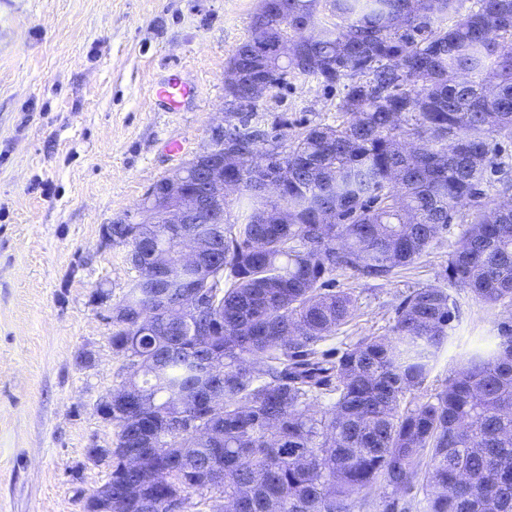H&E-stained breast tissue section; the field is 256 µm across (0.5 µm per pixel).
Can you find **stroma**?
<instances>
[{
  "label": "stroma",
  "instance_id": "35a3bbf8",
  "mask_svg": "<svg viewBox=\"0 0 512 512\" xmlns=\"http://www.w3.org/2000/svg\"><path fill=\"white\" fill-rule=\"evenodd\" d=\"M260 0H0V512H85L105 483L116 427L97 410L122 380L112 309L135 272L104 230L134 214L148 188L237 125L224 70ZM196 86L180 110L154 95L171 75ZM341 88L289 76L252 122L289 135L334 125ZM182 145L179 153L168 143ZM459 208L438 245L387 281L337 273L357 311L333 340L385 335L409 291L442 284L471 219ZM426 382L452 377L456 343L512 322L466 290Z\"/></svg>",
  "mask_w": 512,
  "mask_h": 512
}]
</instances>
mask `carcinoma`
<instances>
[{
  "mask_svg": "<svg viewBox=\"0 0 512 512\" xmlns=\"http://www.w3.org/2000/svg\"><path fill=\"white\" fill-rule=\"evenodd\" d=\"M260 0L227 62L226 98L252 110L257 85L288 74L344 86L345 120L302 132L265 172L267 134L244 120L224 167L247 204L224 225L216 261L131 280L112 310V349L138 367L112 401V496L101 512H353L375 485L382 512H512V325L459 353L452 377L424 388L450 340V288L512 307V191L498 158L512 140V0ZM327 7L341 22L318 21ZM294 55L280 61L281 46ZM469 201L448 253L447 285L414 288L383 336L325 348L353 317L338 271L387 281L426 255ZM112 241L176 251L164 224H111ZM202 286L224 329L176 333L145 310L174 285ZM204 428L206 439L188 428Z\"/></svg>",
  "mask_w": 512,
  "mask_h": 512,
  "instance_id": "carcinoma-1",
  "label": "carcinoma"
}]
</instances>
